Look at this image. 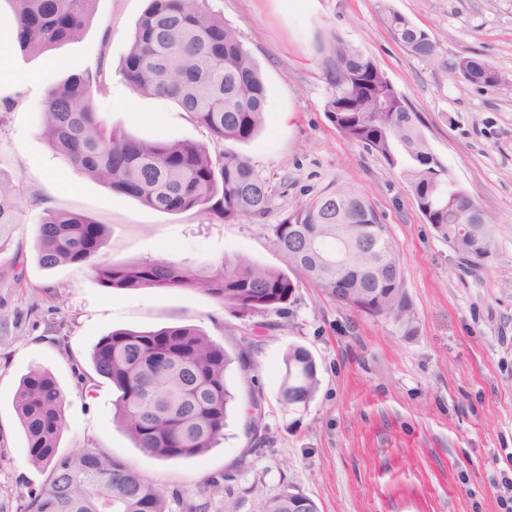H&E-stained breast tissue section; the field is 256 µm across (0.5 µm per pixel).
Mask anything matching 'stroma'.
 <instances>
[{"label":"stroma","mask_w":512,"mask_h":512,"mask_svg":"<svg viewBox=\"0 0 512 512\" xmlns=\"http://www.w3.org/2000/svg\"><path fill=\"white\" fill-rule=\"evenodd\" d=\"M440 45L409 55L385 30L378 0H211L235 28L266 88L259 135L235 144L276 190L265 218L226 224L196 210L153 211L74 171L43 139L50 81L101 69L97 109L109 125L149 139L223 150L170 100L138 95L119 68L148 0H98L79 41L42 54L0 41V169L18 180L23 215L0 252V512H23L48 470L34 466L15 409L22 376L49 370L66 395L61 452L93 448L164 488L170 512H262L285 492L318 512H507L512 496V234L477 266L461 263L419 213L398 169L341 136L328 119L319 46L330 36L373 56L418 112L449 178L501 225H512V83L457 81L458 58L477 56L512 76V0H389ZM355 189L400 245L403 287L416 316L354 312L300 282L286 312L239 319L208 294L103 287L88 266L39 265L44 209L89 215L108 228L106 258L205 264L245 258L285 263L272 227L322 193ZM191 325L246 366L232 365L235 400L223 440L202 455L161 460L112 422L118 393L91 364L97 341L120 329ZM313 355L319 387L308 406L279 400L290 346Z\"/></svg>","instance_id":"35a3bbf8"}]
</instances>
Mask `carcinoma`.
Wrapping results in <instances>:
<instances>
[{
  "instance_id": "carcinoma-1",
  "label": "carcinoma",
  "mask_w": 512,
  "mask_h": 512,
  "mask_svg": "<svg viewBox=\"0 0 512 512\" xmlns=\"http://www.w3.org/2000/svg\"><path fill=\"white\" fill-rule=\"evenodd\" d=\"M4 3L19 49L41 52L80 39L97 0ZM382 23L410 55L438 56L439 45L429 33L385 3ZM320 68L336 131L401 168L418 211L441 229L443 239L450 225H485L479 238L462 237L456 247L490 256L501 226L448 179L420 130L418 113L378 62L336 37L322 47ZM119 74L134 93L175 102L218 141L249 142L264 125L266 90L258 66L208 0H149ZM106 93L100 71L86 68L51 85L43 99L41 134L74 170L164 214L197 209L235 223L270 212L275 190L247 158L231 149L214 156L193 141L142 140L109 127L95 105L96 96ZM22 215L14 179L0 172V244L11 238ZM107 237L106 225L87 215L48 210L38 224V262L45 268L83 263L107 288L202 291L240 318L285 311L298 282L307 281L353 311L390 318L406 335L416 331L399 245L372 205L351 190L302 203L273 227L284 270L241 258L199 268L155 260L111 262L104 257ZM91 360L95 372L119 392L113 422L145 454L187 459L224 438L234 400L226 373L236 358L199 329L115 330L97 342ZM284 365L281 403L307 404L319 384L313 356L294 346ZM14 406L28 459L50 471L29 496L25 512H169L165 491L125 462L89 448L59 453L65 395L49 371L27 373ZM300 503L305 512H317L315 503L298 493L266 500L263 512H294Z\"/></svg>"
}]
</instances>
